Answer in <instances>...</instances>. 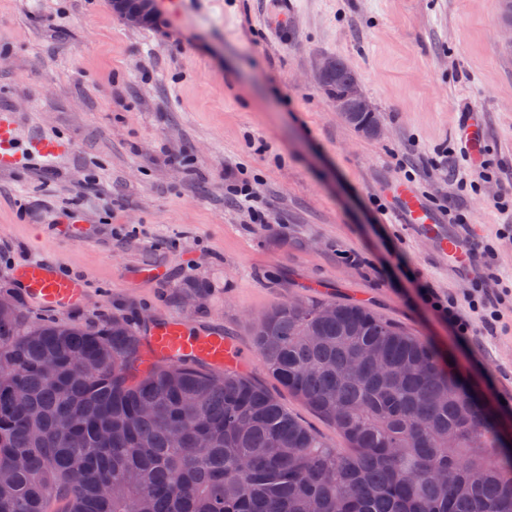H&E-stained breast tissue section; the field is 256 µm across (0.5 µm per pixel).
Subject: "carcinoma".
<instances>
[{"mask_svg": "<svg viewBox=\"0 0 512 512\" xmlns=\"http://www.w3.org/2000/svg\"><path fill=\"white\" fill-rule=\"evenodd\" d=\"M356 81L341 63L326 90ZM253 336L347 447L236 370L142 367L123 318L0 309V512H512V448L432 344L319 301L266 312Z\"/></svg>", "mask_w": 512, "mask_h": 512, "instance_id": "obj_1", "label": "carcinoma"}]
</instances>
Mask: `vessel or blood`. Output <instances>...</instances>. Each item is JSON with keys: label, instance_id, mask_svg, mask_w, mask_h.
Here are the masks:
<instances>
[{"label": "vessel or blood", "instance_id": "b4317fda", "mask_svg": "<svg viewBox=\"0 0 512 512\" xmlns=\"http://www.w3.org/2000/svg\"><path fill=\"white\" fill-rule=\"evenodd\" d=\"M16 134L17 122L13 112L0 110V171L15 169L22 162L13 149ZM71 146L68 139L47 136L38 131L32 133L29 140L30 152L42 157L49 167L69 156ZM398 213L402 222L415 233L434 237L438 251L447 256L449 266L459 268L466 264L469 238L446 224L429 201L412 187L401 188ZM15 275L30 296L53 309L65 308L75 302L83 291L77 276L62 274L50 263L25 264L16 270ZM146 355L153 359L194 358L217 370L242 363L239 349L230 337L220 332L190 333L173 318L155 321L146 338Z\"/></svg>", "mask_w": 512, "mask_h": 512}]
</instances>
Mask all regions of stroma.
Segmentation results:
<instances>
[{
  "mask_svg": "<svg viewBox=\"0 0 512 512\" xmlns=\"http://www.w3.org/2000/svg\"><path fill=\"white\" fill-rule=\"evenodd\" d=\"M133 28L111 0H0V109L31 131L72 138L46 169L0 171V291L30 320L135 327L177 317L222 329L250 361L244 375L332 447L344 442L265 369L253 315L319 299L362 304L459 364L501 428L512 427V297L487 326L466 301L512 283V18L502 0H297L286 31L272 0H156ZM344 61L380 115L371 138L346 124L314 79L321 56ZM484 118L481 165L436 168L462 150L459 115ZM247 178L257 224L224 198ZM392 183L440 210L456 202L491 254L472 279L430 240L379 214ZM508 213H501L500 204ZM79 214L80 223L69 221ZM45 260L83 276L81 303L27 299L16 267ZM429 284L473 325L462 345L418 295Z\"/></svg>",
  "mask_w": 512,
  "mask_h": 512,
  "instance_id": "stroma-1",
  "label": "stroma"
}]
</instances>
